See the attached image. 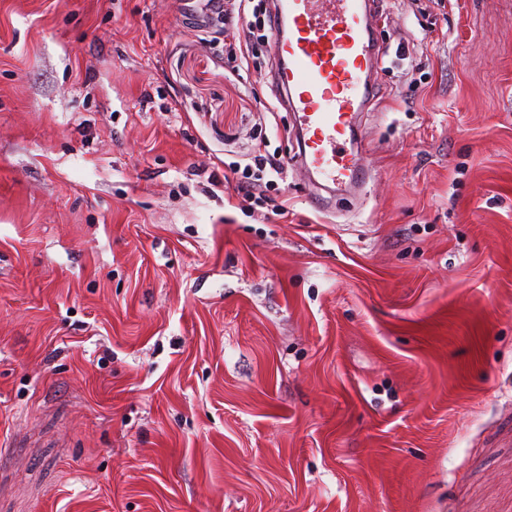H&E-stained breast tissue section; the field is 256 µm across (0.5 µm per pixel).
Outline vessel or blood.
<instances>
[{
    "mask_svg": "<svg viewBox=\"0 0 512 512\" xmlns=\"http://www.w3.org/2000/svg\"><path fill=\"white\" fill-rule=\"evenodd\" d=\"M374 10V0H278L271 15L274 80L298 115L302 158L344 191L357 190L364 172L350 144L383 57Z\"/></svg>",
    "mask_w": 512,
    "mask_h": 512,
    "instance_id": "1",
    "label": "vessel or blood"
}]
</instances>
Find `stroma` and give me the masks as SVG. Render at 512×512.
<instances>
[{"label":"stroma","instance_id":"1","mask_svg":"<svg viewBox=\"0 0 512 512\" xmlns=\"http://www.w3.org/2000/svg\"><path fill=\"white\" fill-rule=\"evenodd\" d=\"M200 9L0 0V512H512V0H378L321 210ZM251 158L255 169L247 164L241 171V165L238 166L236 163L229 164L228 168L231 173L240 174V183L247 184L241 186V190L245 193L244 201L250 200L251 206L262 207L267 204V201L263 197L262 190L257 188L260 185L256 183L262 181L267 172L279 174L283 169V162L275 155L262 154L259 149L254 151Z\"/></svg>","mask_w":512,"mask_h":512}]
</instances>
